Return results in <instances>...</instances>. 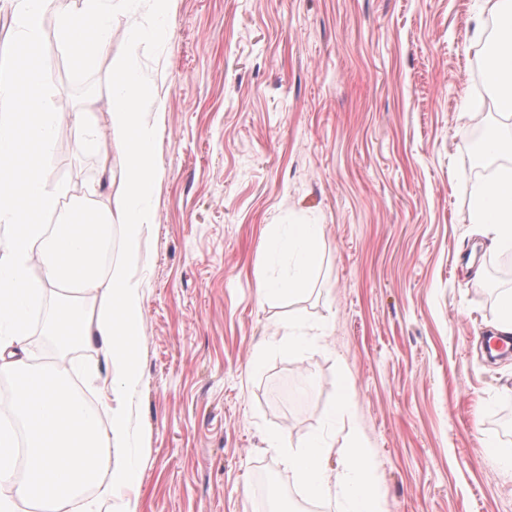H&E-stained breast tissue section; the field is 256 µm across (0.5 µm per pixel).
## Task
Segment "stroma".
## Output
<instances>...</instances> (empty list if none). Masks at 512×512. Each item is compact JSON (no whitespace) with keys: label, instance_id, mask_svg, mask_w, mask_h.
<instances>
[{"label":"stroma","instance_id":"1","mask_svg":"<svg viewBox=\"0 0 512 512\" xmlns=\"http://www.w3.org/2000/svg\"><path fill=\"white\" fill-rule=\"evenodd\" d=\"M61 0L39 49L61 125L54 179L95 181V157L69 132L90 85L104 104L116 65L162 102L155 224L136 267L144 293L143 376L132 442L138 512H269L262 476L293 482L267 433L291 444L324 430L348 379L372 455L381 512H512V354L485 351L512 280L476 286L502 253L468 224L481 174L467 152L478 124L512 125L475 99L492 41L477 0H174L137 54L127 29L145 0H119L99 66L72 69ZM323 226L308 290L260 301L270 227ZM323 325L320 345H280L286 322ZM93 406L92 349L60 356Z\"/></svg>","mask_w":512,"mask_h":512}]
</instances>
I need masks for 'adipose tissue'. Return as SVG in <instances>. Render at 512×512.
<instances>
[{
  "label": "adipose tissue",
  "mask_w": 512,
  "mask_h": 512,
  "mask_svg": "<svg viewBox=\"0 0 512 512\" xmlns=\"http://www.w3.org/2000/svg\"><path fill=\"white\" fill-rule=\"evenodd\" d=\"M105 0H82L63 16L61 36L77 68L96 67L112 39ZM25 51L0 65V374L14 381L13 419L0 423V512H137L128 492L135 480L129 452L131 397L142 379L139 341L144 328L142 284L135 273L144 228L155 221L157 135L145 109L155 95L136 72L115 68L101 118L70 116V129L98 153L104 187L72 195L53 182L51 147L59 129L52 106L50 69L32 56L45 16L57 0H10ZM497 21L495 47L482 59V75L502 115L512 116V0H480ZM488 151L502 161L470 187L469 221L492 249L512 252V133L491 131ZM121 251L101 263V243L113 226ZM321 225L297 222L276 231L272 251L287 261L280 279H259L261 300L293 296L310 285L320 264ZM56 310L46 322L60 351L94 349L111 376L103 409L91 408L67 385L63 365L33 366L25 359L32 312L48 294ZM353 390L344 386L326 417L347 428L342 439L315 437L286 451L282 433L268 447L285 449L294 483L311 499L342 496L349 512H377L372 459L352 425ZM346 464L328 474L324 460ZM95 498H88L89 490Z\"/></svg>",
  "instance_id": "adipose-tissue-1"
}]
</instances>
